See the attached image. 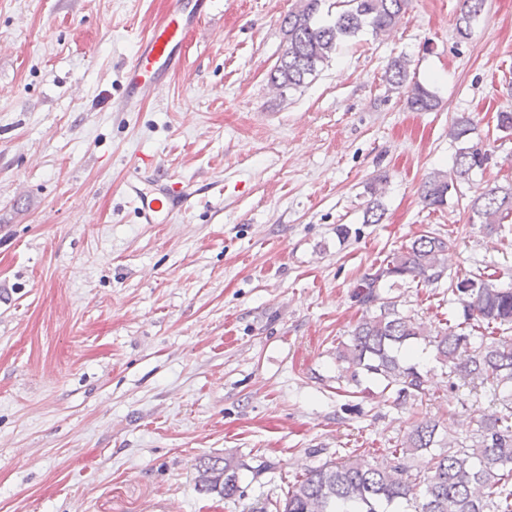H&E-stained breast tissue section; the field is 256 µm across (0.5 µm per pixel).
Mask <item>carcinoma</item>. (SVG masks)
<instances>
[{"label": "carcinoma", "mask_w": 512, "mask_h": 512, "mask_svg": "<svg viewBox=\"0 0 512 512\" xmlns=\"http://www.w3.org/2000/svg\"><path fill=\"white\" fill-rule=\"evenodd\" d=\"M328 0H298L282 21L285 49L269 73L271 86L296 89L329 63L341 45L369 28L376 35L391 31L400 21L406 0H336L337 13L325 10ZM485 0H463L456 29L470 35L472 21ZM409 58L402 54L387 66L386 82L406 93L416 112L436 109L434 92L409 81ZM472 122L455 119L448 136L459 144L455 173L460 179L481 169L488 149L469 138ZM452 183L448 176L431 173L422 183L420 197L426 207L447 204ZM471 209L489 232L512 215V186H495L473 200ZM449 240L433 233L415 236L365 273L358 294L365 307L348 335L336 346V361L343 364L339 377L359 382L366 374L392 390L398 405L415 403L426 395L427 374L413 362L421 343L433 348L435 359L448 368L449 380L490 386L501 409L477 419L478 439L441 435L436 421H421L403 435L385 465H373L361 456L326 462L311 468L289 486L276 512H512V288L496 283L484 272L450 281L462 313L431 331L395 302L381 300L378 289L387 282L437 283L447 270ZM378 307V313L372 308ZM423 457L412 471L404 456ZM245 464L235 457L199 461L198 488L231 499L240 491L239 471Z\"/></svg>", "instance_id": "obj_1"}]
</instances>
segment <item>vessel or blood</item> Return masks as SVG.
Masks as SVG:
<instances>
[{
	"label": "vessel or blood",
	"instance_id": "obj_1",
	"mask_svg": "<svg viewBox=\"0 0 512 512\" xmlns=\"http://www.w3.org/2000/svg\"><path fill=\"white\" fill-rule=\"evenodd\" d=\"M216 0H173L165 21L140 41L134 60L125 72L124 109L136 107L152 97L168 75L183 66L180 47ZM199 185L159 174L152 165L135 166L126 183V195L142 224H163L188 211Z\"/></svg>",
	"mask_w": 512,
	"mask_h": 512
}]
</instances>
